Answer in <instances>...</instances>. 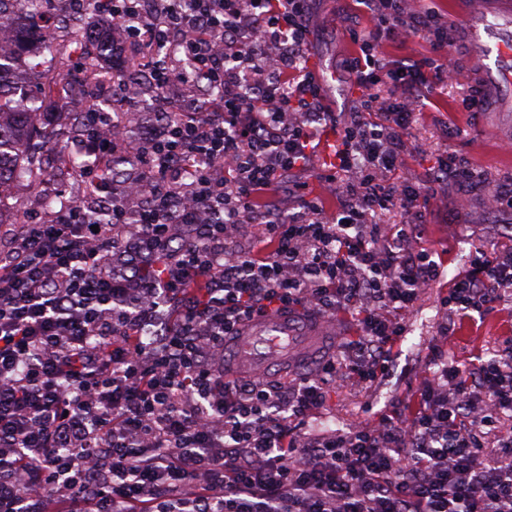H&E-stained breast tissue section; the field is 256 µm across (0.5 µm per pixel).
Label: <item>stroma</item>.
Listing matches in <instances>:
<instances>
[{
	"label": "stroma",
	"mask_w": 512,
	"mask_h": 512,
	"mask_svg": "<svg viewBox=\"0 0 512 512\" xmlns=\"http://www.w3.org/2000/svg\"><path fill=\"white\" fill-rule=\"evenodd\" d=\"M419 9L431 8L442 15L448 26V43L452 58L464 80L453 85L435 83L431 71L422 74L425 105L418 112L406 140L408 146L399 167L392 173L395 181L426 183L430 170L443 153L450 152L478 172L480 185L463 187L451 182L438 187L423 211V234L416 248L435 251L441 275L420 293L414 308L403 320L404 333L393 349L389 368L371 385L351 383L330 390L325 406L313 415L308 430L345 431L386 414L407 415L413 398L420 390L428 371L431 349L442 345L449 363L468 367L493 357L512 345V299L502 301L493 310L457 323L448 336L440 330L446 313L440 305L448 293L451 278L470 269L477 246L499 244L501 225H512V213L490 207L493 190L512 183V112L484 109L468 111L462 100L469 89L479 87L476 45L465 32L451 5V0H419ZM307 44L308 64L319 74L323 84V108L329 116L326 127L341 130L357 109L358 93L345 67L355 51L352 33H366L371 23L357 10L353 0H311ZM54 55L75 78H82L87 58L75 51L69 32L55 30L48 45L38 46L30 64ZM111 101V89L90 86L85 96L67 101L64 112L43 113L41 126L57 132L52 150L40 160L39 185L15 182L0 210V222L16 223L20 216L46 211L47 198L64 192L66 197L81 196L79 181L60 185L56 173L59 158L74 155L82 142L81 127L68 126V114L83 111L87 99ZM290 182L304 185L309 196L319 198L326 212L336 211L343 202L345 174L322 163L311 154L306 168L289 174Z\"/></svg>",
	"instance_id": "obj_1"
}]
</instances>
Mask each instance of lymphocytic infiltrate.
<instances>
[{"label":"lymphocytic infiltrate","instance_id":"1","mask_svg":"<svg viewBox=\"0 0 512 512\" xmlns=\"http://www.w3.org/2000/svg\"><path fill=\"white\" fill-rule=\"evenodd\" d=\"M88 2L113 50L139 56L154 100L84 114L92 161L76 174L103 220L74 200L0 225V512H512V354L462 369L434 351L407 416L304 431L331 385L385 370L401 315L439 277L412 245L431 187L481 179L452 155L426 186L389 178L423 69L460 79L440 15L359 0L376 30L441 54L387 67L375 37L357 38L347 67L361 96L337 153L349 181L329 214L288 181L324 119L303 64L309 0ZM383 82L395 97L373 95ZM151 111L157 122L129 140V115ZM121 154L141 164L149 203L116 200ZM390 206L407 219L389 229L373 217ZM509 292L512 234L477 250L442 305L464 317ZM305 308L356 316L346 354L314 377L225 379L224 345L246 323Z\"/></svg>","mask_w":512,"mask_h":512}]
</instances>
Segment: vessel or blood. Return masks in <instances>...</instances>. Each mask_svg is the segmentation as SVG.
Returning a JSON list of instances; mask_svg holds the SVG:
<instances>
[{
    "label": "vessel or blood",
    "mask_w": 512,
    "mask_h": 512,
    "mask_svg": "<svg viewBox=\"0 0 512 512\" xmlns=\"http://www.w3.org/2000/svg\"><path fill=\"white\" fill-rule=\"evenodd\" d=\"M456 12L479 43L480 74L491 95L512 97V60L503 53L512 43V0H455ZM325 336L318 325L282 314L246 327L224 353L228 372L267 374L278 365L317 358Z\"/></svg>",
    "instance_id": "obj_1"
}]
</instances>
